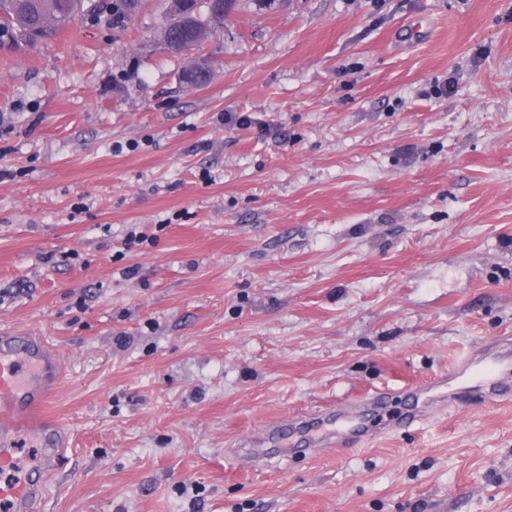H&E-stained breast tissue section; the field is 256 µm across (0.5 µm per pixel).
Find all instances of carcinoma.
<instances>
[{
    "label": "carcinoma",
    "instance_id": "1",
    "mask_svg": "<svg viewBox=\"0 0 512 512\" xmlns=\"http://www.w3.org/2000/svg\"><path fill=\"white\" fill-rule=\"evenodd\" d=\"M196 9L206 8L194 30L187 34L190 45L197 46L224 27V17L236 6V0H193ZM81 0H0V38L15 45H28L53 39L72 20Z\"/></svg>",
    "mask_w": 512,
    "mask_h": 512
}]
</instances>
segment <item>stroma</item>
<instances>
[{
	"mask_svg": "<svg viewBox=\"0 0 512 512\" xmlns=\"http://www.w3.org/2000/svg\"><path fill=\"white\" fill-rule=\"evenodd\" d=\"M95 2L0 48V332L55 345L72 434L45 512H512V403L396 426L512 338V0H239L185 54L167 0ZM375 387L369 442L231 453Z\"/></svg>",
	"mask_w": 512,
	"mask_h": 512,
	"instance_id": "35a3bbf8",
	"label": "stroma"
}]
</instances>
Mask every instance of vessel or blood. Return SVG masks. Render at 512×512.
<instances>
[{
	"label": "vessel or blood",
	"instance_id": "b4317fda",
	"mask_svg": "<svg viewBox=\"0 0 512 512\" xmlns=\"http://www.w3.org/2000/svg\"><path fill=\"white\" fill-rule=\"evenodd\" d=\"M62 371V361L46 337L23 330L0 334V466L15 467L14 449L20 433L32 435L45 450L41 466L0 482V503L8 505L10 512H41L48 477L58 470L65 449L71 445L70 434L54 421L31 420L35 408L48 406ZM453 371L463 376L461 386L447 397L412 402L400 427L419 425L431 411L446 407L451 400L476 397L501 403L512 401V360L494 358L480 365L474 355L467 354L458 359ZM324 426V418L317 417L305 425L304 431L312 440L321 439L326 446L343 448L370 435L360 419L325 439L320 436Z\"/></svg>",
	"mask_w": 512,
	"mask_h": 512
}]
</instances>
